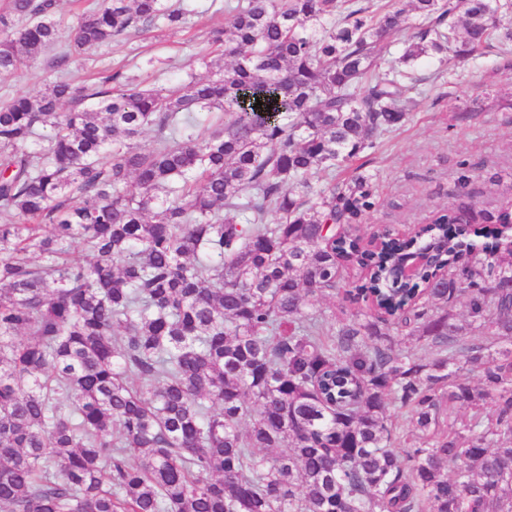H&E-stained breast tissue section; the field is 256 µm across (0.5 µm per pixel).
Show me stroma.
Wrapping results in <instances>:
<instances>
[{"label": "stroma", "instance_id": "1", "mask_svg": "<svg viewBox=\"0 0 512 512\" xmlns=\"http://www.w3.org/2000/svg\"><path fill=\"white\" fill-rule=\"evenodd\" d=\"M191 5L187 28L128 31L92 54L70 58L68 75L85 85L96 82L103 69L120 67L144 84L165 87L191 74L207 77L202 58L210 50V32L224 25V4ZM416 74L418 105L408 123L382 136L361 158L377 195L375 209L357 226L365 237L380 224L408 233L436 211L457 206L453 187L463 161L472 166L468 202L474 210L497 208L512 194V61L492 47L461 64L420 63ZM57 75L51 55L22 62L0 75V99L38 94Z\"/></svg>", "mask_w": 512, "mask_h": 512}]
</instances>
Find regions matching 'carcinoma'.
I'll list each match as a JSON object with an SVG mask.
<instances>
[{
	"label": "carcinoma",
	"instance_id": "carcinoma-1",
	"mask_svg": "<svg viewBox=\"0 0 512 512\" xmlns=\"http://www.w3.org/2000/svg\"><path fill=\"white\" fill-rule=\"evenodd\" d=\"M184 2L96 0L69 28L56 0L0 13V73L50 49L60 72L0 103V512H512V261L469 229L512 223V196L371 252L344 225L373 176L313 184L407 122L415 64L511 52L512 0H411L373 81L396 0H228L209 79L65 76L132 28L185 27ZM422 243L434 264L398 278ZM340 292L373 307H308ZM416 18L413 13L407 12L405 14V21L399 31L389 35L385 41V49L383 52V59L381 61V67L379 73L384 72L387 69L389 61L395 56L402 43L409 41L410 37L414 34Z\"/></svg>",
	"mask_w": 512,
	"mask_h": 512
}]
</instances>
